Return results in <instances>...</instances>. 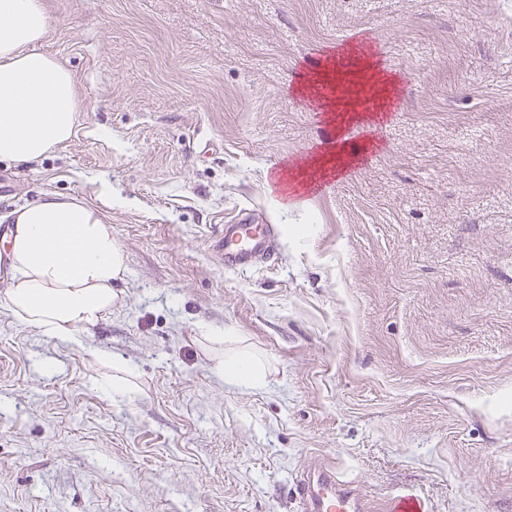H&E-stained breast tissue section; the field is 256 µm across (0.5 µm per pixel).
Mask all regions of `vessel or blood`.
<instances>
[{"label": "vessel or blood", "instance_id": "b4317fda", "mask_svg": "<svg viewBox=\"0 0 512 512\" xmlns=\"http://www.w3.org/2000/svg\"><path fill=\"white\" fill-rule=\"evenodd\" d=\"M274 227L242 218L225 225L215 249L225 268L246 269L269 259L273 252ZM302 512H425L423 501L403 492L387 500L382 508L364 499L335 468L317 464L296 486Z\"/></svg>", "mask_w": 512, "mask_h": 512}]
</instances>
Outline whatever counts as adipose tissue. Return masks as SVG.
<instances>
[{"instance_id": "obj_1", "label": "adipose tissue", "mask_w": 512, "mask_h": 512, "mask_svg": "<svg viewBox=\"0 0 512 512\" xmlns=\"http://www.w3.org/2000/svg\"><path fill=\"white\" fill-rule=\"evenodd\" d=\"M45 0H0V160L35 163L78 131L74 73L40 48ZM8 308L42 333L80 343L120 299L127 270L112 225L85 200L54 193L12 212ZM225 382L256 388L262 366L241 351L215 365Z\"/></svg>"}]
</instances>
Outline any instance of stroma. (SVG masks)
<instances>
[{"label": "stroma", "mask_w": 512, "mask_h": 512, "mask_svg": "<svg viewBox=\"0 0 512 512\" xmlns=\"http://www.w3.org/2000/svg\"><path fill=\"white\" fill-rule=\"evenodd\" d=\"M46 3L80 128L0 162V237L79 197L127 271L77 345L15 317L0 271V512H300L314 458L378 502L512 512V0ZM334 52L333 83L368 55L404 94L335 131L292 92ZM336 134L365 152L280 207L273 171ZM244 211L274 256L230 271L210 244ZM239 351L263 387L215 372Z\"/></svg>", "instance_id": "stroma-1"}]
</instances>
